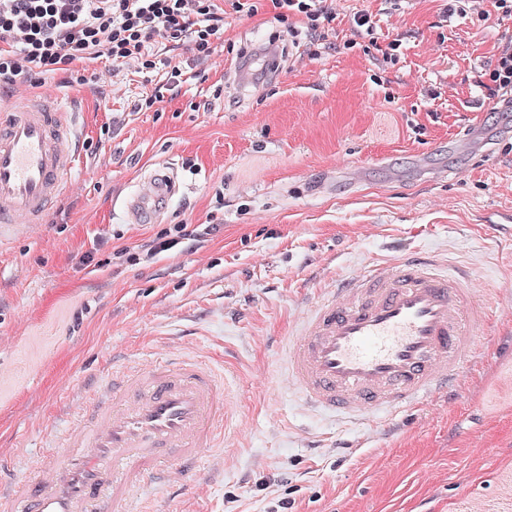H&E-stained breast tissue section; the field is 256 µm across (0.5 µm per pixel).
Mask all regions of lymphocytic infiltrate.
<instances>
[{
	"mask_svg": "<svg viewBox=\"0 0 512 512\" xmlns=\"http://www.w3.org/2000/svg\"><path fill=\"white\" fill-rule=\"evenodd\" d=\"M232 10L250 15L267 7L282 19L301 17L308 31L332 21L323 0H230ZM221 0H0V80L22 73L40 77L89 70L101 58L135 60L145 73L157 68L148 48L161 41L189 42L195 56L208 58L224 36Z\"/></svg>",
	"mask_w": 512,
	"mask_h": 512,
	"instance_id": "obj_1",
	"label": "lymphocytic infiltrate"
}]
</instances>
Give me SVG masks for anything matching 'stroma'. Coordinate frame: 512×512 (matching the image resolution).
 <instances>
[{
	"label": "stroma",
	"mask_w": 512,
	"mask_h": 512,
	"mask_svg": "<svg viewBox=\"0 0 512 512\" xmlns=\"http://www.w3.org/2000/svg\"><path fill=\"white\" fill-rule=\"evenodd\" d=\"M327 5L316 36L230 12L207 59L152 44L199 75L155 111L136 109L155 85L131 62L39 86L75 93L84 127L45 222L0 229V457L17 478L104 360L185 347L227 376L232 420L184 490H144L149 512H271L277 495L294 512H512V107L484 85L505 28L492 0ZM164 163L177 193L129 222L122 199ZM176 224L214 230L147 256ZM413 249L494 290L478 365L390 428L306 411L277 338L338 279Z\"/></svg>",
	"instance_id": "35a3bbf8"
}]
</instances>
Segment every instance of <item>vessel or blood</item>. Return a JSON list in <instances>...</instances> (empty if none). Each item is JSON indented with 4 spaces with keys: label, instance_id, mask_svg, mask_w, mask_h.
I'll list each match as a JSON object with an SVG mask.
<instances>
[{
    "label": "vessel or blood",
    "instance_id": "vessel-or-blood-1",
    "mask_svg": "<svg viewBox=\"0 0 512 512\" xmlns=\"http://www.w3.org/2000/svg\"><path fill=\"white\" fill-rule=\"evenodd\" d=\"M80 154L73 110L35 93L0 113V225L44 223ZM177 191L154 170L122 206L145 224ZM496 303L471 274L410 251L337 281L280 339L288 387L305 409L341 422L389 425L434 396L457 391ZM228 393L212 366L182 351L120 367L74 429L46 439L11 512H144L146 486H183L187 465L227 430Z\"/></svg>",
    "mask_w": 512,
    "mask_h": 512
}]
</instances>
